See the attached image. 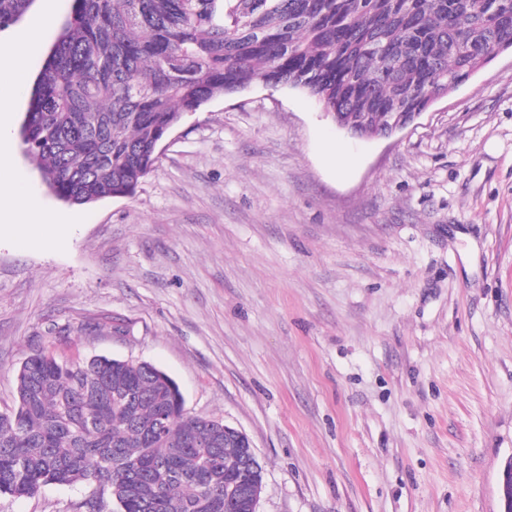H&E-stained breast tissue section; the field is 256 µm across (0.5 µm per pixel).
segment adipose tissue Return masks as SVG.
Here are the masks:
<instances>
[{
    "label": "adipose tissue",
    "instance_id": "1",
    "mask_svg": "<svg viewBox=\"0 0 512 512\" xmlns=\"http://www.w3.org/2000/svg\"><path fill=\"white\" fill-rule=\"evenodd\" d=\"M48 15L34 16L13 48L14 63L10 70L0 71V129L8 120L7 105L24 88V65L37 51L43 32L49 28ZM10 233L20 240L39 239L57 242L61 239L58 225L43 214L39 198L27 191L17 176L0 168V234Z\"/></svg>",
    "mask_w": 512,
    "mask_h": 512
}]
</instances>
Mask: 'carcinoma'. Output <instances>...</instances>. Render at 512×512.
<instances>
[{
  "label": "carcinoma",
  "instance_id": "1",
  "mask_svg": "<svg viewBox=\"0 0 512 512\" xmlns=\"http://www.w3.org/2000/svg\"><path fill=\"white\" fill-rule=\"evenodd\" d=\"M33 0H0V30ZM20 129L50 192L127 197L183 115L261 82L368 135L512 50V0H70ZM0 414V494L82 482L120 512L224 508L247 444L148 362L31 354Z\"/></svg>",
  "mask_w": 512,
  "mask_h": 512
}]
</instances>
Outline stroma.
Here are the masks:
<instances>
[{"mask_svg": "<svg viewBox=\"0 0 512 512\" xmlns=\"http://www.w3.org/2000/svg\"><path fill=\"white\" fill-rule=\"evenodd\" d=\"M58 243L0 237V413L38 349L148 361L242 430L257 512H501L512 457V53L382 139L256 83L184 115L134 195L57 199ZM91 489L0 495L87 512Z\"/></svg>", "mask_w": 512, "mask_h": 512, "instance_id": "obj_1", "label": "stroma"}]
</instances>
